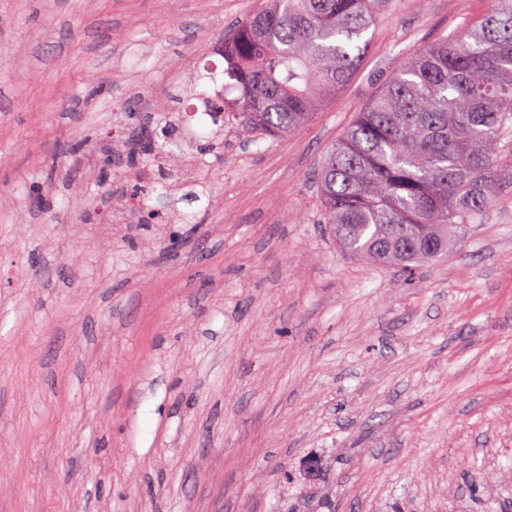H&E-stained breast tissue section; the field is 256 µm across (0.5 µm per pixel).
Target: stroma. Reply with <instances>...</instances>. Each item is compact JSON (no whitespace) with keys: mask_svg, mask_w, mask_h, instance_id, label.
Wrapping results in <instances>:
<instances>
[{"mask_svg":"<svg viewBox=\"0 0 512 512\" xmlns=\"http://www.w3.org/2000/svg\"><path fill=\"white\" fill-rule=\"evenodd\" d=\"M263 2L0 0V512H512V135L483 224L410 273L341 249L315 183L493 0H382L307 124L226 116L124 207L165 90Z\"/></svg>","mask_w":512,"mask_h":512,"instance_id":"stroma-1","label":"stroma"}]
</instances>
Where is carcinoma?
I'll list each match as a JSON object with an SVG mask.
<instances>
[{"label":"carcinoma","mask_w":512,"mask_h":512,"mask_svg":"<svg viewBox=\"0 0 512 512\" xmlns=\"http://www.w3.org/2000/svg\"><path fill=\"white\" fill-rule=\"evenodd\" d=\"M375 0H268L224 34V73L242 90L238 132L284 137L341 91L369 47ZM205 66L184 93L208 98ZM512 128V0L470 30L410 54L323 160V223L366 262L408 270L448 253L483 223L500 174L502 134ZM175 128L161 125L146 163L160 173Z\"/></svg>","instance_id":"carcinoma-1"}]
</instances>
